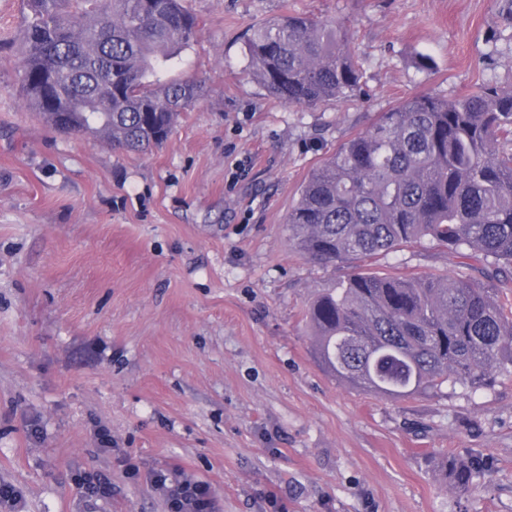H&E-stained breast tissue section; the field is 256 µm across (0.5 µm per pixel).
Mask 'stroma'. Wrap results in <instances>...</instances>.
I'll return each instance as SVG.
<instances>
[{
    "label": "stroma",
    "mask_w": 512,
    "mask_h": 512,
    "mask_svg": "<svg viewBox=\"0 0 512 512\" xmlns=\"http://www.w3.org/2000/svg\"><path fill=\"white\" fill-rule=\"evenodd\" d=\"M510 4L189 0L199 32L169 75L208 94L127 152L24 105L29 11L0 0V484L22 493L0 512H168L160 470L206 483L218 512H512V375L400 400L338 382L305 312L347 269L286 225L312 170L402 99L512 85ZM287 13L347 32L368 101L291 107L248 74L246 31ZM462 263L421 240L371 268ZM448 458L487 470L456 487ZM84 473L111 496L88 501Z\"/></svg>",
    "instance_id": "35a3bbf8"
}]
</instances>
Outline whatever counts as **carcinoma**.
I'll use <instances>...</instances> for the list:
<instances>
[{
	"instance_id": "cac0c4a2",
	"label": "carcinoma",
	"mask_w": 512,
	"mask_h": 512,
	"mask_svg": "<svg viewBox=\"0 0 512 512\" xmlns=\"http://www.w3.org/2000/svg\"><path fill=\"white\" fill-rule=\"evenodd\" d=\"M187 0H27L20 87L58 133L144 152L162 145L204 85L166 80L197 34ZM251 74L296 107L367 96L362 63L333 21L287 14L246 41ZM289 241L350 272L306 310L313 353L341 383L398 400L445 385L470 390L512 374V88L409 97L315 168L288 212ZM428 239L491 271L384 276L360 263ZM459 487L482 461L447 462Z\"/></svg>"
}]
</instances>
